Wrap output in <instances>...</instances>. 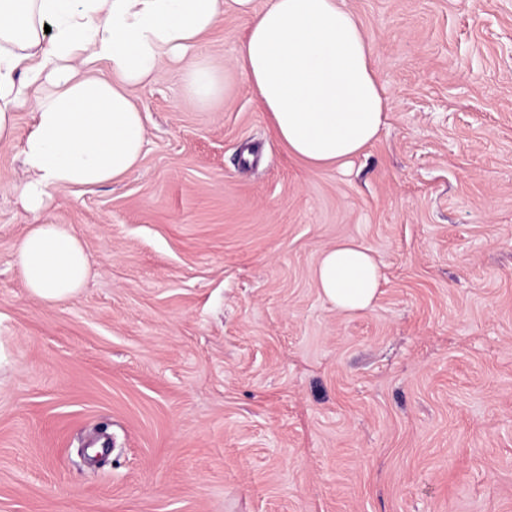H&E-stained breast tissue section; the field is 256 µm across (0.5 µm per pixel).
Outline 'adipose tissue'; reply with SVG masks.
I'll return each mask as SVG.
<instances>
[{"label": "adipose tissue", "mask_w": 512, "mask_h": 512, "mask_svg": "<svg viewBox=\"0 0 512 512\" xmlns=\"http://www.w3.org/2000/svg\"><path fill=\"white\" fill-rule=\"evenodd\" d=\"M249 17L238 68L278 139L313 167L350 163L374 142L389 104L373 48L339 0H0V143L18 142L20 202L39 214L58 189L117 181L140 163L144 116L132 99L166 63L208 107L226 77L195 51L227 14ZM97 67L94 76L87 67ZM33 107L19 131L16 114ZM16 273L46 304L77 295L91 271L71 229L34 224L19 240ZM313 276L341 311L371 306L381 268L362 244L325 251Z\"/></svg>", "instance_id": "obj_1"}]
</instances>
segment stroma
Segmentation results:
<instances>
[{
    "instance_id": "1",
    "label": "stroma",
    "mask_w": 512,
    "mask_h": 512,
    "mask_svg": "<svg viewBox=\"0 0 512 512\" xmlns=\"http://www.w3.org/2000/svg\"><path fill=\"white\" fill-rule=\"evenodd\" d=\"M390 110L347 170L290 157L237 62L135 90L138 168L37 216L0 145V512H512V0H341ZM92 262L45 304L34 222ZM354 240L383 280L342 312L313 278ZM15 266L25 288L45 304L77 295L91 271L83 244L64 224H32L18 242Z\"/></svg>"
}]
</instances>
